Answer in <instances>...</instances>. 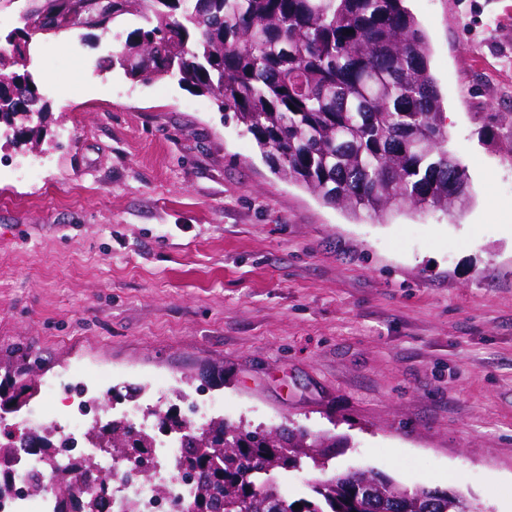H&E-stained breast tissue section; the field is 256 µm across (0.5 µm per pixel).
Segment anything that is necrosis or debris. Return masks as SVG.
<instances>
[{
	"label": "necrosis or debris",
	"instance_id": "obj_1",
	"mask_svg": "<svg viewBox=\"0 0 512 512\" xmlns=\"http://www.w3.org/2000/svg\"><path fill=\"white\" fill-rule=\"evenodd\" d=\"M61 386L60 379L44 380L41 400L11 419L12 426L27 432L30 438L52 432L55 450L47 458L32 450L29 441L15 443L11 479L0 488V512H57V499L31 491L30 479L36 474L44 482H52L58 471L80 460L95 463L107 479L110 485L107 512H193L194 489L179 468L183 434L154 436L150 450L154 462L151 479L127 478L124 466L104 454L89 437L92 429L103 424L108 413L102 398L79 400L76 412L66 415L53 405Z\"/></svg>",
	"mask_w": 512,
	"mask_h": 512
}]
</instances>
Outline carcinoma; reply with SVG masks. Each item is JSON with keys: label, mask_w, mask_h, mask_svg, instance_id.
<instances>
[{"label": "carcinoma", "mask_w": 512, "mask_h": 512, "mask_svg": "<svg viewBox=\"0 0 512 512\" xmlns=\"http://www.w3.org/2000/svg\"><path fill=\"white\" fill-rule=\"evenodd\" d=\"M131 15L111 66L133 80L178 83L233 113L274 174L328 205L375 214L405 205L448 209L468 198V176L448 151L429 48L404 0H26L23 27L0 49V124L42 117L46 106L19 70L37 35L109 32ZM40 364L0 359V405L22 408L33 390L17 377ZM117 458L146 464L152 437L122 420L109 424ZM328 438L300 429L234 424L222 417L186 435L180 462L198 512H484L461 495L409 490L375 472L327 476ZM315 473L292 499L276 471ZM100 483L96 467L57 474L59 491ZM302 508L296 510L294 506Z\"/></svg>", "instance_id": "carcinoma-1"}]
</instances>
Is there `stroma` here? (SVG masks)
<instances>
[{"mask_svg": "<svg viewBox=\"0 0 512 512\" xmlns=\"http://www.w3.org/2000/svg\"><path fill=\"white\" fill-rule=\"evenodd\" d=\"M406 5L468 176L451 215L325 205L208 96L111 66L115 34L36 36L42 143L0 129V357L36 350L60 406L163 380L329 438L328 474L512 512V0Z\"/></svg>", "mask_w": 512, "mask_h": 512, "instance_id": "stroma-1", "label": "stroma"}]
</instances>
